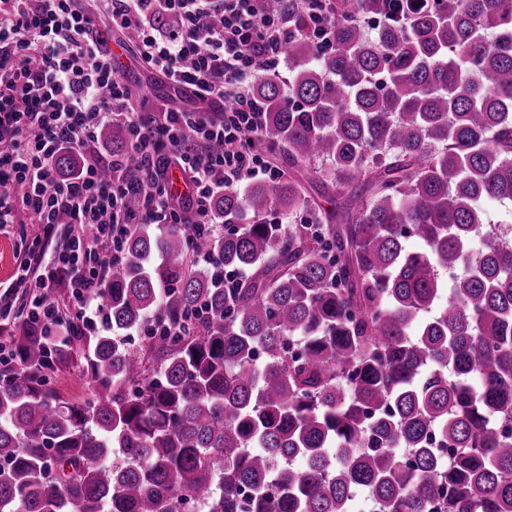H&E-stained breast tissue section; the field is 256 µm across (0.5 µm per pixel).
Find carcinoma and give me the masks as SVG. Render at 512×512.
<instances>
[{
	"label": "carcinoma",
	"mask_w": 512,
	"mask_h": 512,
	"mask_svg": "<svg viewBox=\"0 0 512 512\" xmlns=\"http://www.w3.org/2000/svg\"><path fill=\"white\" fill-rule=\"evenodd\" d=\"M279 2L288 83L253 93L288 172L215 196L222 235L136 225L106 330L18 325L0 512H512V239L483 207L512 202V0H331L327 51ZM97 139L129 153L122 124ZM76 361L64 399L46 371ZM52 387L64 398L81 399L89 393L91 383L82 367L70 366L54 374Z\"/></svg>",
	"instance_id": "1"
}]
</instances>
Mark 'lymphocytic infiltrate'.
<instances>
[{
    "instance_id": "obj_1",
    "label": "lymphocytic infiltrate",
    "mask_w": 512,
    "mask_h": 512,
    "mask_svg": "<svg viewBox=\"0 0 512 512\" xmlns=\"http://www.w3.org/2000/svg\"><path fill=\"white\" fill-rule=\"evenodd\" d=\"M277 0H99L97 13L77 0H0V233L18 234L24 258L0 285V365L10 361L15 289L31 294L28 315L59 332L67 313L86 330L107 326L99 290L123 259L132 225L180 224L189 238L223 233L212 213L228 186L281 176L259 145L265 112L251 85L278 70L289 28ZM165 13L178 25L158 31ZM137 37L141 61L171 84L190 88L206 109L160 113L142 124L129 86L112 65L95 17ZM130 129V152L104 156L96 132ZM192 136L196 147L174 146ZM223 151H215V144ZM83 159L72 174L55 166L60 151ZM190 186L169 187L171 169ZM140 173L129 179L130 170ZM140 207L131 210L129 194ZM67 233L59 250L48 245Z\"/></svg>"
}]
</instances>
